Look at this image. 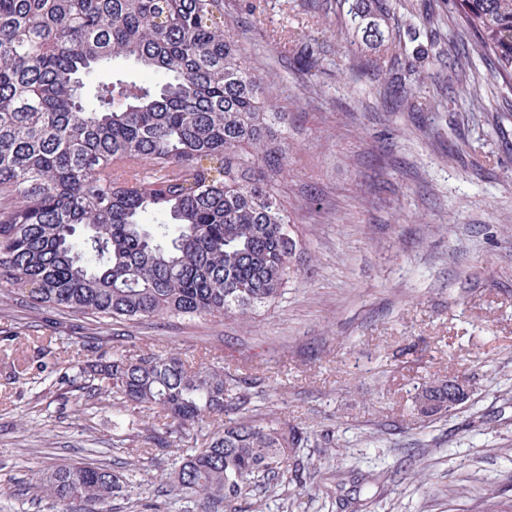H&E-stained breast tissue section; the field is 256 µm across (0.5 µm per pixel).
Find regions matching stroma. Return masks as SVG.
I'll use <instances>...</instances> for the list:
<instances>
[{
	"label": "stroma",
	"instance_id": "1",
	"mask_svg": "<svg viewBox=\"0 0 512 512\" xmlns=\"http://www.w3.org/2000/svg\"><path fill=\"white\" fill-rule=\"evenodd\" d=\"M397 59L361 69L374 48L337 36L336 0H224L256 74L288 114L280 197L303 242L282 300L245 318L119 326L114 347L174 350L252 375L247 416L299 426L304 485L252 487L238 512H507L512 506V88L502 84L448 0H386ZM435 24H428L427 15ZM319 68L299 63L302 40ZM485 89L451 93L449 43ZM401 79L432 112L396 111ZM80 318L0 303V512H48L32 486L61 461L131 470L112 512H207L160 482L169 456L131 445L100 400L38 346ZM29 363V377H13ZM466 376L462 408L413 413L427 376Z\"/></svg>",
	"mask_w": 512,
	"mask_h": 512
}]
</instances>
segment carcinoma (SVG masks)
Here are the masks:
<instances>
[{
	"label": "carcinoma",
	"instance_id": "1",
	"mask_svg": "<svg viewBox=\"0 0 512 512\" xmlns=\"http://www.w3.org/2000/svg\"><path fill=\"white\" fill-rule=\"evenodd\" d=\"M512 87V0H456ZM355 29L398 55L379 0L349 5ZM456 94L481 99L476 67L450 46ZM132 60L160 75L112 70ZM288 113L225 30L224 0H0V302L95 322L68 343L71 382L116 398V424L159 448L209 440L173 464L171 490L234 512L259 482L300 479L294 425L224 420L251 402L229 366L108 348L110 327L146 318H240L274 306L301 244L278 198ZM22 205L14 204L16 199ZM466 380L422 383L415 411L440 415ZM125 476L98 460L56 464L38 496L54 512H112Z\"/></svg>",
	"mask_w": 512,
	"mask_h": 512
}]
</instances>
